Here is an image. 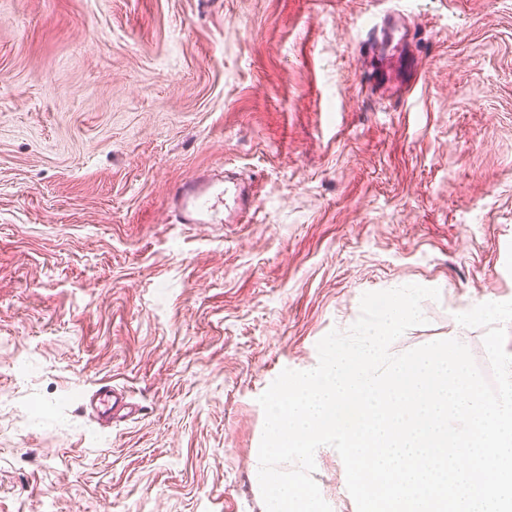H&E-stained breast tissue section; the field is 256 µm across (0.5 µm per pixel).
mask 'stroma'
<instances>
[{"label": "stroma", "instance_id": "1", "mask_svg": "<svg viewBox=\"0 0 512 512\" xmlns=\"http://www.w3.org/2000/svg\"><path fill=\"white\" fill-rule=\"evenodd\" d=\"M394 8L407 96L360 78ZM224 165L246 222L175 223ZM407 284L440 298L391 352L488 370L455 316L512 300V0H0V512H266L259 397ZM312 477L357 512L333 447ZM86 407L100 424L108 427L112 425L113 416L125 411L121 415L124 417L133 412L127 392L110 384H103L93 390L86 398Z\"/></svg>", "mask_w": 512, "mask_h": 512}]
</instances>
